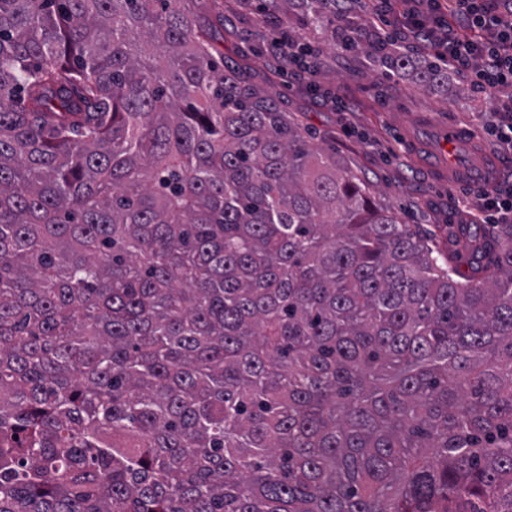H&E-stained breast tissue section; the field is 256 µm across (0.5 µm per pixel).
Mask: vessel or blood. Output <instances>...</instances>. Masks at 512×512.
I'll list each match as a JSON object with an SVG mask.
<instances>
[{"label":"vessel or blood","instance_id":"obj_1","mask_svg":"<svg viewBox=\"0 0 512 512\" xmlns=\"http://www.w3.org/2000/svg\"><path fill=\"white\" fill-rule=\"evenodd\" d=\"M438 133L450 152V183L482 185L493 180L500 161L490 152L479 149L475 136L451 124L441 126Z\"/></svg>","mask_w":512,"mask_h":512}]
</instances>
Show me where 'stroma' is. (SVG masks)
Returning <instances> with one entry per match:
<instances>
[{
	"label": "stroma",
	"mask_w": 512,
	"mask_h": 512,
	"mask_svg": "<svg viewBox=\"0 0 512 512\" xmlns=\"http://www.w3.org/2000/svg\"><path fill=\"white\" fill-rule=\"evenodd\" d=\"M225 18V61L246 65L251 80L284 101L289 116L310 134L312 147L335 146L347 169L370 183L376 200L399 222L431 233L435 245L447 249L449 225L469 221L457 205L467 188L449 185L430 155L414 150L401 126L451 122L475 132L480 145L497 154L501 148L484 128L495 122L499 98L476 94L469 81L454 75L444 88L424 86L410 72L385 77L364 50L344 49L311 28L299 30L296 17H289V35H302L318 51L312 59L314 81L348 105L335 112L289 86L274 68L267 50L272 26L253 0L226 11Z\"/></svg>",
	"instance_id": "1"
}]
</instances>
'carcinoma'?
Instances as JSON below:
<instances>
[{
  "instance_id": "cac0c4a2",
  "label": "carcinoma",
  "mask_w": 512,
  "mask_h": 512,
  "mask_svg": "<svg viewBox=\"0 0 512 512\" xmlns=\"http://www.w3.org/2000/svg\"><path fill=\"white\" fill-rule=\"evenodd\" d=\"M213 2L0 0V512H512V224L434 256Z\"/></svg>"
}]
</instances>
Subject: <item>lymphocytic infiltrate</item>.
I'll list each match as a JSON object with an SVG mask.
<instances>
[{
  "label": "lymphocytic infiltrate",
  "mask_w": 512,
  "mask_h": 512,
  "mask_svg": "<svg viewBox=\"0 0 512 512\" xmlns=\"http://www.w3.org/2000/svg\"><path fill=\"white\" fill-rule=\"evenodd\" d=\"M444 0H374L372 23L388 40L401 30L426 42L451 73L467 75L478 93L512 89V0H451L459 27L451 29ZM472 202L484 224L512 223V192L476 187Z\"/></svg>",
  "instance_id": "obj_1"
}]
</instances>
